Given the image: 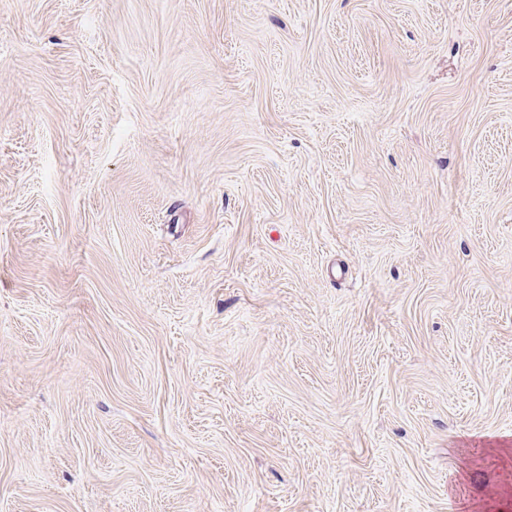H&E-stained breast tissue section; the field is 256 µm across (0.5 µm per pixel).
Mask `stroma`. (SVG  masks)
Returning a JSON list of instances; mask_svg holds the SVG:
<instances>
[{"label":"stroma","instance_id":"obj_1","mask_svg":"<svg viewBox=\"0 0 512 512\" xmlns=\"http://www.w3.org/2000/svg\"><path fill=\"white\" fill-rule=\"evenodd\" d=\"M0 512H512V0H0Z\"/></svg>","mask_w":512,"mask_h":512}]
</instances>
